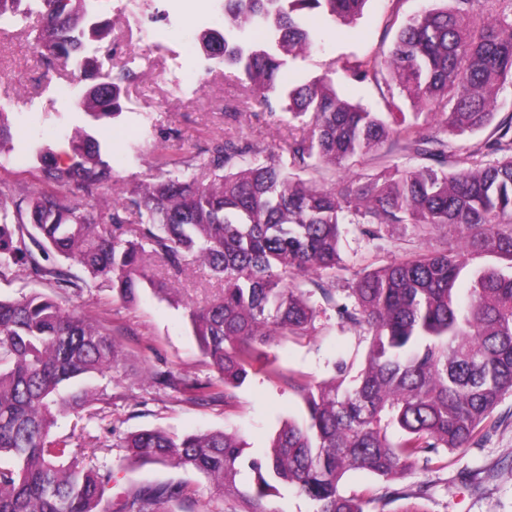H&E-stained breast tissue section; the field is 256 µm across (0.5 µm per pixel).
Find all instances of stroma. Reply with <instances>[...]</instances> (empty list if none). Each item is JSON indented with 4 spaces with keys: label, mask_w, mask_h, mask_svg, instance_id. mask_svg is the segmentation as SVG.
Listing matches in <instances>:
<instances>
[{
    "label": "stroma",
    "mask_w": 512,
    "mask_h": 512,
    "mask_svg": "<svg viewBox=\"0 0 512 512\" xmlns=\"http://www.w3.org/2000/svg\"><path fill=\"white\" fill-rule=\"evenodd\" d=\"M432 4L433 0H368L355 26L321 23L315 49L297 61L293 71L301 79L331 73L342 97L382 111L377 89L352 81L345 72L335 70L334 63L341 57L361 59L388 50L393 38L385 28L391 12H398L405 21ZM89 7L97 19L109 21L112 31L104 39L87 40L85 54L97 72L121 78L123 90V114L112 124L118 133L110 148L112 187L99 192L96 204H110L114 193L154 181L160 171L158 154L201 164L210 140L224 132L225 113H246V121L235 133L260 146L269 148L286 138L288 130L280 122V113L247 101L237 82L225 79L223 66L203 52L199 36L186 40L174 30L165 42L141 43L125 36L121 0H90ZM18 29L15 23L0 25V108L10 112L14 134L13 140L0 147V180L19 194L42 184L31 158L32 148L47 138L63 143L66 133L82 123L77 101L86 84L73 82L70 98L59 97L57 88L68 81L67 70L49 64ZM140 53L150 54L149 65H128V57ZM181 54L192 56L194 63L177 85L169 65L172 57ZM460 246L459 235L451 227L419 234L402 224H388L374 239L364 235L360 225L347 224L336 269L318 276L307 273L301 281L307 284L319 277L349 288L361 274L391 261L427 248L456 250ZM61 303L90 320L122 330L119 340L125 358L121 368L95 382L102 401L82 413L60 415L54 427L55 434L71 436L72 450L94 449L96 464L115 469L127 457L126 449L114 444L117 431L164 428L184 434L226 429L237 432L250 452H260L269 446L282 420L299 416L303 410L300 396L284 380L286 374H303L318 381L331 378L339 360L361 364L366 347L335 310L321 306L309 335L279 337L267 345L281 378L267 377L258 370L233 389L228 404H201L189 400L182 390L156 385L150 378L155 370H170L201 382L214 376L182 309L148 289L132 302L104 287L62 296ZM466 474L480 479L479 489L462 484ZM131 476L143 483H187L193 512H233L235 508L234 502L214 496L207 481L191 471L146 464L133 466ZM429 478L433 483L429 512H512V425L501 428L484 447L449 457L447 468L430 473Z\"/></svg>",
    "instance_id": "1"
}]
</instances>
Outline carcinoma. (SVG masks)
I'll list each match as a JSON object with an SVG mask.
<instances>
[{
    "instance_id": "obj_1",
    "label": "carcinoma",
    "mask_w": 512,
    "mask_h": 512,
    "mask_svg": "<svg viewBox=\"0 0 512 512\" xmlns=\"http://www.w3.org/2000/svg\"><path fill=\"white\" fill-rule=\"evenodd\" d=\"M85 0H0V19L24 21L38 3L43 20L34 46L57 63L81 64L90 29ZM368 0H224L229 26L203 36L206 54L243 76L242 84L273 109L288 113V138L278 150L226 135L211 141L202 173L159 177L93 210L72 200L112 186L106 143L95 137L123 111L122 89L103 79L81 105L95 124L68 136L69 163L52 145L36 162L58 191L15 195L0 182V273L12 268L45 281L54 294L0 298V512H188L181 482L118 485L111 468L90 469L53 435L56 417L98 401L95 377L124 361L112 330L65 309L57 294L106 286L133 301L148 287L165 297L187 264L224 283L202 305H184L198 346L216 371L205 384L184 383L201 401L226 402L265 356L273 336L313 328L318 310L295 275L331 270L341 261V225L383 224L420 230L454 226L459 251L425 250L363 274L342 297L320 281L322 299L346 324L366 334L357 375L337 363L328 382L290 379L304 404L301 418L282 422L260 454L246 452L234 433L178 435L162 428L115 434L142 464L170 465L204 476L214 492L242 504L240 512H284L271 498L291 490L312 512H428L429 482L406 477L446 467L449 453L482 447L512 420L497 408L512 395V108L500 94L512 85V0H441L403 24L383 57L346 60L351 80L374 86L385 111L339 96L328 76L293 84V61L317 42L301 24L313 14L346 26ZM415 111H404L400 97ZM440 117L435 131L415 129L422 111ZM505 115H500V112ZM489 135L471 148L448 136ZM425 159L415 169L386 168L384 179L354 177L338 190L304 173L350 171L354 158L385 143ZM137 227H129L131 216ZM491 255L504 267L459 277L469 255ZM168 268L163 284L151 259ZM248 469L252 482L237 477ZM352 471L383 486L349 493Z\"/></svg>"
}]
</instances>
